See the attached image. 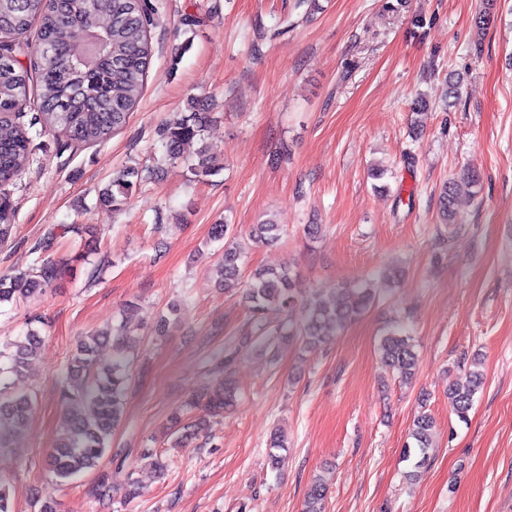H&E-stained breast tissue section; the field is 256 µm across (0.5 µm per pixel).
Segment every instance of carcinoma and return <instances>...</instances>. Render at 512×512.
<instances>
[{
    "label": "carcinoma",
    "instance_id": "cac0c4a2",
    "mask_svg": "<svg viewBox=\"0 0 512 512\" xmlns=\"http://www.w3.org/2000/svg\"><path fill=\"white\" fill-rule=\"evenodd\" d=\"M103 12L108 15V22L101 25L98 17ZM35 24V43L21 40ZM152 24L148 0H0V187L20 179L29 166L32 137L29 130L13 121V116L22 112L32 87L36 90L38 122L72 141L103 142L126 125L144 90L152 58ZM78 30H93L103 36L100 53L88 62L84 49L74 45L73 37ZM203 120L201 114L194 112L176 116L159 128L169 158H177L183 142L201 135ZM140 180L142 171L138 168L124 169L102 189L100 205L108 210L117 208ZM461 180L468 185L476 183L475 171L467 170ZM459 181L448 182L441 196L442 218L447 224L456 223ZM12 218V207L6 201L0 202V242L12 234ZM211 234L224 240V256L218 262L224 287L243 288L244 301L258 325L267 311L284 312L286 321L275 335L298 337L309 350L359 318L376 300V289L363 284L341 289L330 302L319 295L302 300L293 288L294 275L288 268L262 269L244 282V252L229 235V225L215 224ZM282 237V226L270 221L256 225L253 233L254 242L265 246L277 244ZM61 271V265L47 257L34 271L1 276L0 304L33 297L41 292V287L56 280ZM134 309V304H128L125 319L119 325L82 340L69 360L66 403L72 405L86 398L95 409L85 414L73 408L62 417L46 459L48 471L60 480L98 468L110 447L112 431L121 420L129 380L127 343ZM41 341L39 332L30 329L23 341L0 346V439L9 427L24 422L34 410L35 396L11 391L10 380L24 374ZM108 341L112 342V367L100 371L97 351ZM379 350L382 362L400 380L406 382L414 377L419 359L404 324L397 323L386 331ZM481 384L482 374L472 370L465 379L448 386L449 407L460 420H466ZM235 397V389L228 380L202 389L190 402V408L202 415L188 427L183 423V415L171 418L173 433L181 434L180 443L187 444L203 432L206 417L224 412ZM433 429L434 419L427 413L419 415L413 423V444L405 445L403 456L414 459L416 472L428 465ZM286 448V434L273 433L267 455L271 469L280 468ZM326 494L327 486L314 481L303 512H324Z\"/></svg>",
    "mask_w": 512,
    "mask_h": 512
}]
</instances>
